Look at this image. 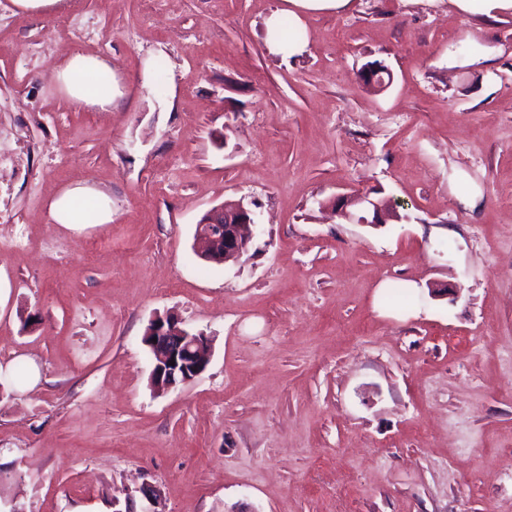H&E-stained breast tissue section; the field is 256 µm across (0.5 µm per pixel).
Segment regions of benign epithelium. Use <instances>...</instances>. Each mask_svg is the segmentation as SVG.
<instances>
[{"instance_id":"benign-epithelium-1","label":"benign epithelium","mask_w":512,"mask_h":512,"mask_svg":"<svg viewBox=\"0 0 512 512\" xmlns=\"http://www.w3.org/2000/svg\"><path fill=\"white\" fill-rule=\"evenodd\" d=\"M350 207L372 212L370 220L365 216L358 218L362 224H381L384 216L389 214L387 202L373 200L367 194L342 197L339 215L351 218ZM258 233L255 215L243 202L214 207L196 224L195 239L201 248L199 256L217 264L235 261L248 252ZM143 343L153 363L151 382L158 389H170L195 379L210 361L207 338L181 327L180 320L172 315L153 318ZM138 492L150 506L146 512H159L160 492L156 486L144 483Z\"/></svg>"}]
</instances>
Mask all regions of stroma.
<instances>
[{
    "instance_id": "1",
    "label": "stroma",
    "mask_w": 512,
    "mask_h": 512,
    "mask_svg": "<svg viewBox=\"0 0 512 512\" xmlns=\"http://www.w3.org/2000/svg\"><path fill=\"white\" fill-rule=\"evenodd\" d=\"M288 8L0 0V512L145 481L165 512H512V16L351 0L276 51ZM77 53L111 106L56 82ZM76 186L110 223L53 219ZM356 193L396 218L335 216ZM239 200L248 253L201 259ZM170 313L210 362L160 391L142 337ZM56 78L65 93L80 105H111L115 95L112 68L94 56L74 55ZM259 226L242 201L211 208L196 224L199 256L217 264L238 260L248 252Z\"/></svg>"
}]
</instances>
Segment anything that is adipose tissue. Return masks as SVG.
I'll return each mask as SVG.
<instances>
[{"label": "adipose tissue", "instance_id": "obj_1", "mask_svg": "<svg viewBox=\"0 0 512 512\" xmlns=\"http://www.w3.org/2000/svg\"><path fill=\"white\" fill-rule=\"evenodd\" d=\"M57 81L73 101L85 106L110 105L115 95L111 67L94 56L71 57L58 72ZM51 213L61 224H105L112 220L107 201L93 197L82 187L67 190L55 198Z\"/></svg>", "mask_w": 512, "mask_h": 512}]
</instances>
